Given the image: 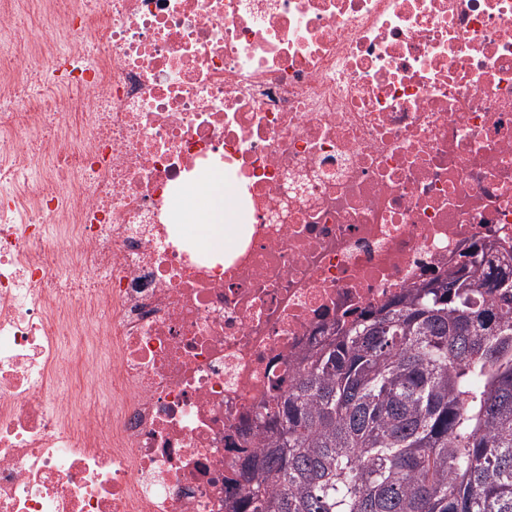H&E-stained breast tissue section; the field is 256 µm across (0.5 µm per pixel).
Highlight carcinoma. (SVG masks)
Listing matches in <instances>:
<instances>
[{"label":"carcinoma","instance_id":"cac0c4a2","mask_svg":"<svg viewBox=\"0 0 512 512\" xmlns=\"http://www.w3.org/2000/svg\"><path fill=\"white\" fill-rule=\"evenodd\" d=\"M341 325L264 415L246 512H512V254Z\"/></svg>","mask_w":512,"mask_h":512}]
</instances>
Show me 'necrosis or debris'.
Listing matches in <instances>:
<instances>
[{
  "label": "necrosis or debris",
  "instance_id": "1",
  "mask_svg": "<svg viewBox=\"0 0 512 512\" xmlns=\"http://www.w3.org/2000/svg\"><path fill=\"white\" fill-rule=\"evenodd\" d=\"M19 13L51 35L0 66V512H241L335 325L512 250V0H0V49ZM215 165L220 259L172 207Z\"/></svg>",
  "mask_w": 512,
  "mask_h": 512
}]
</instances>
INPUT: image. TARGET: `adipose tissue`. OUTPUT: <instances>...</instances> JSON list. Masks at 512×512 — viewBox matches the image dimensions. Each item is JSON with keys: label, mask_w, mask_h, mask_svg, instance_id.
Segmentation results:
<instances>
[{"label": "adipose tissue", "mask_w": 512, "mask_h": 512, "mask_svg": "<svg viewBox=\"0 0 512 512\" xmlns=\"http://www.w3.org/2000/svg\"><path fill=\"white\" fill-rule=\"evenodd\" d=\"M196 198L197 205L189 207L186 214L189 223L200 227L197 241L208 252L223 253L237 230V210L232 195L224 190L221 172H213L199 183Z\"/></svg>", "instance_id": "ef3b65f1"}]
</instances>
